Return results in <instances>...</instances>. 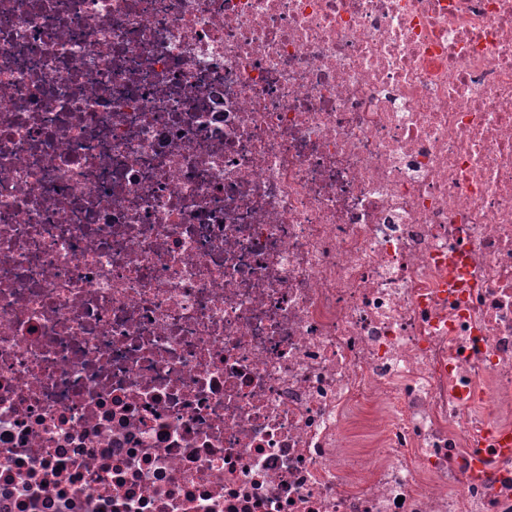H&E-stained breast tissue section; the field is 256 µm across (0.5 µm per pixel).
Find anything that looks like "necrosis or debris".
I'll return each instance as SVG.
<instances>
[{"instance_id": "1", "label": "necrosis or debris", "mask_w": 512, "mask_h": 512, "mask_svg": "<svg viewBox=\"0 0 512 512\" xmlns=\"http://www.w3.org/2000/svg\"><path fill=\"white\" fill-rule=\"evenodd\" d=\"M0 512H512V0H0Z\"/></svg>"}]
</instances>
